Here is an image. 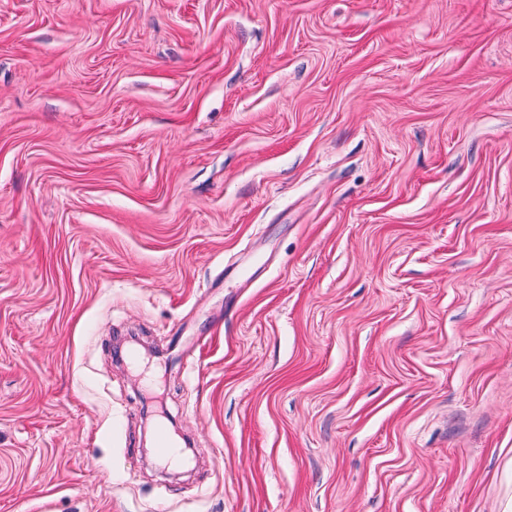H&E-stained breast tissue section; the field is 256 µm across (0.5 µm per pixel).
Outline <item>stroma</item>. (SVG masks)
<instances>
[{
	"mask_svg": "<svg viewBox=\"0 0 512 512\" xmlns=\"http://www.w3.org/2000/svg\"><path fill=\"white\" fill-rule=\"evenodd\" d=\"M0 512H512V0H0Z\"/></svg>",
	"mask_w": 512,
	"mask_h": 512,
	"instance_id": "1",
	"label": "stroma"
}]
</instances>
